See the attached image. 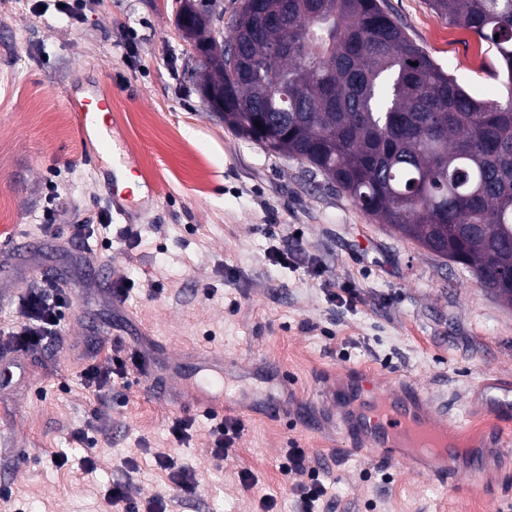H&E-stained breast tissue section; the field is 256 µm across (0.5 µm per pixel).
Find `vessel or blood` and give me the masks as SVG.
Wrapping results in <instances>:
<instances>
[{"mask_svg":"<svg viewBox=\"0 0 512 512\" xmlns=\"http://www.w3.org/2000/svg\"><path fill=\"white\" fill-rule=\"evenodd\" d=\"M66 103L73 113L76 132L81 140H95L105 151L111 150L113 132L105 117L110 102L97 90L70 95ZM207 389L192 403H185L177 392L164 396L169 411L192 407L197 412L216 415L224 410V396L218 391L219 380L206 382ZM347 412L341 420L344 435L355 443L391 454L407 461L413 473L437 472L446 464L449 432L440 423L435 409L425 406L423 396L414 389L401 394L377 389L369 375H362L343 394Z\"/></svg>","mask_w":512,"mask_h":512,"instance_id":"b4317fda","label":"vessel or blood"}]
</instances>
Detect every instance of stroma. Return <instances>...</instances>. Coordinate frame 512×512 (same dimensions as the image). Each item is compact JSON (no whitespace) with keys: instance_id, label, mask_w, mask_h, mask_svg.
Segmentation results:
<instances>
[{"instance_id":"1","label":"stroma","mask_w":512,"mask_h":512,"mask_svg":"<svg viewBox=\"0 0 512 512\" xmlns=\"http://www.w3.org/2000/svg\"><path fill=\"white\" fill-rule=\"evenodd\" d=\"M179 3L88 0L75 22L58 0H0V226H17L29 243L12 283L0 285V327L17 322L36 276L59 278L72 299L60 339L9 352L0 512H110L116 483L168 512H262L264 497L272 512H295L280 470L294 443L321 468L331 512H512V453L473 454L488 429L512 434V416L495 415L488 401L512 389V306L211 111L175 28ZM385 5L473 96L501 99L500 65L478 35L429 0ZM87 84L112 98L114 153L97 164L96 144L78 139L65 106L66 91ZM117 156L135 159L158 187L126 217L111 214L100 173ZM104 211L109 226L85 236ZM282 251L292 265L277 263ZM100 261L111 263L113 281H133L125 302L95 283ZM346 285L353 303L331 298ZM116 338L188 400L203 369L176 367L177 354L223 352L224 415L245 424L232 459L213 458L212 422L198 412L190 445H177L155 377L133 375L101 393L85 387L83 369L109 367ZM363 373L382 389L413 381L455 430L448 484L344 437L339 393ZM268 400L281 417L259 414ZM79 429L94 448L73 441ZM162 453L195 476L196 492L176 489L156 462ZM242 470L252 488L240 484ZM473 479L480 491L470 490Z\"/></svg>"}]
</instances>
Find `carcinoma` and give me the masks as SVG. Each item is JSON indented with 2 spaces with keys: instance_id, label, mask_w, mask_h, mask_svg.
Wrapping results in <instances>:
<instances>
[{
  "instance_id": "cac0c4a2",
  "label": "carcinoma",
  "mask_w": 512,
  "mask_h": 512,
  "mask_svg": "<svg viewBox=\"0 0 512 512\" xmlns=\"http://www.w3.org/2000/svg\"><path fill=\"white\" fill-rule=\"evenodd\" d=\"M195 0L175 25L197 42L204 98L224 89V122L298 160L366 214L476 278L512 305V0H430L494 50L507 102H482L437 66L383 0H239L240 52H206Z\"/></svg>"
}]
</instances>
